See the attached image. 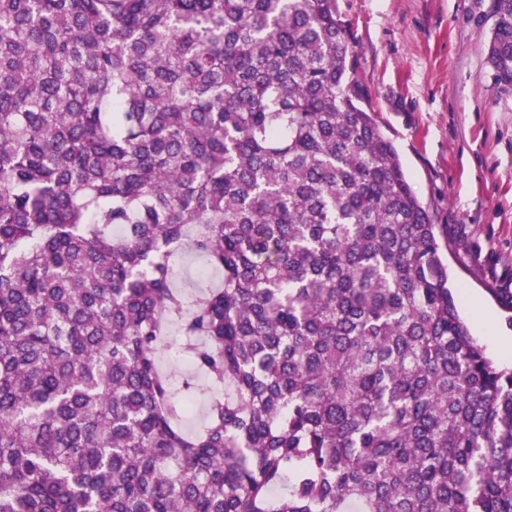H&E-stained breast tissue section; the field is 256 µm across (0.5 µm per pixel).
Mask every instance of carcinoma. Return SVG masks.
I'll list each match as a JSON object with an SVG mask.
<instances>
[{
    "label": "carcinoma",
    "mask_w": 512,
    "mask_h": 512,
    "mask_svg": "<svg viewBox=\"0 0 512 512\" xmlns=\"http://www.w3.org/2000/svg\"><path fill=\"white\" fill-rule=\"evenodd\" d=\"M357 69L338 0H0V512H512V366ZM160 362L163 370L173 376L175 397L177 399H182L184 394H191V390H188L185 387V382L187 379H192L194 383H197V380L192 378L193 368L183 360L172 359L168 351L161 355Z\"/></svg>",
    "instance_id": "carcinoma-1"
}]
</instances>
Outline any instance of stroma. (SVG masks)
<instances>
[{
    "mask_svg": "<svg viewBox=\"0 0 512 512\" xmlns=\"http://www.w3.org/2000/svg\"><path fill=\"white\" fill-rule=\"evenodd\" d=\"M359 53L358 78L433 223L460 312L487 355L512 336V87L487 61L492 0H338Z\"/></svg>",
    "mask_w": 512,
    "mask_h": 512,
    "instance_id": "1",
    "label": "stroma"
}]
</instances>
